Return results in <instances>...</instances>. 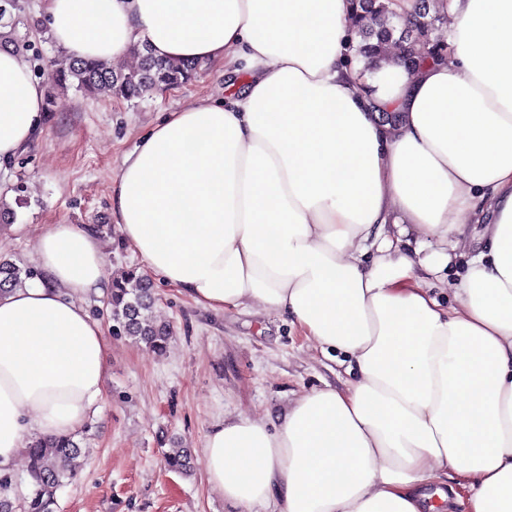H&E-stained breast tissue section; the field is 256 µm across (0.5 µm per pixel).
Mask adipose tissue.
Returning a JSON list of instances; mask_svg holds the SVG:
<instances>
[{
  "label": "adipose tissue",
  "mask_w": 512,
  "mask_h": 512,
  "mask_svg": "<svg viewBox=\"0 0 512 512\" xmlns=\"http://www.w3.org/2000/svg\"><path fill=\"white\" fill-rule=\"evenodd\" d=\"M69 56L220 63L224 97L167 113L122 162L110 214L156 275L213 311L290 315L348 359L345 388L278 421L214 424L207 481L268 512H512V0H446V48L366 69L352 0H45ZM28 62L0 48V159L46 119ZM394 112L393 123L379 120ZM484 225L456 302L425 277ZM42 279L0 294V467L76 432L109 343L86 305L111 281L98 233L48 225Z\"/></svg>",
  "instance_id": "adipose-tissue-1"
}]
</instances>
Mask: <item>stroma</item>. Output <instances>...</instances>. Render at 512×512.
<instances>
[{
  "label": "stroma",
  "mask_w": 512,
  "mask_h": 512,
  "mask_svg": "<svg viewBox=\"0 0 512 512\" xmlns=\"http://www.w3.org/2000/svg\"><path fill=\"white\" fill-rule=\"evenodd\" d=\"M223 95L224 67L215 63L200 65L185 85L132 101L57 91L56 116L24 151L0 161V189L30 191L14 222L0 224V259L36 271L34 242L47 225H93L108 275L146 272L110 215L122 159L163 113ZM151 282L154 317L173 333L162 357L112 333L105 298L87 301L110 346L105 393L80 430L85 454L76 478L58 490L54 512H233L207 482L209 428L240 413L277 415L295 396L340 389L348 379L345 365L324 356L286 316L255 307L205 310L159 276ZM172 448L190 449V475L169 471Z\"/></svg>",
  "instance_id": "1"
}]
</instances>
